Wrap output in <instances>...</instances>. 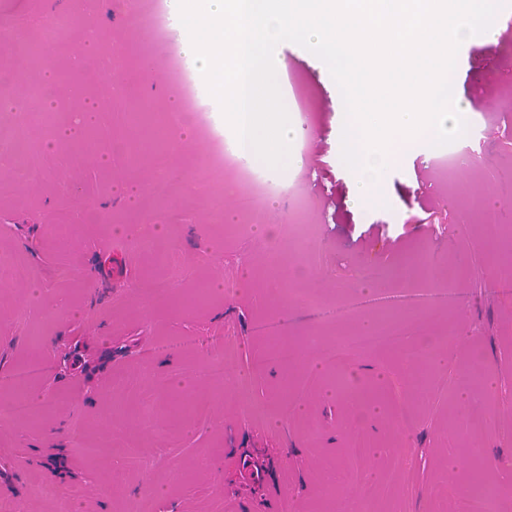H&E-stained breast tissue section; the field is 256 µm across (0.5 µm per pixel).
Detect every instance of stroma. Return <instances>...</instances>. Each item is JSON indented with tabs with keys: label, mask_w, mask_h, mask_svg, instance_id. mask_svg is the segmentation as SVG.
<instances>
[{
	"label": "stroma",
	"mask_w": 512,
	"mask_h": 512,
	"mask_svg": "<svg viewBox=\"0 0 512 512\" xmlns=\"http://www.w3.org/2000/svg\"><path fill=\"white\" fill-rule=\"evenodd\" d=\"M83 2L0 0V33L11 36L0 49V95L11 101L0 133L30 122L36 79L63 104L56 124L75 126L84 104L75 86L103 105L96 145L56 141L36 159V177L0 156V404L20 370L29 399L0 420V512H55L57 493L72 512H354L365 486L377 512H456L473 457L488 480L512 472V287L492 286L483 255L498 233L468 208L474 196L499 203L495 181L512 172V0L493 39L467 37L456 55L467 162L441 177L432 167L439 147L415 140L370 206L341 159L338 85L313 53L280 43L276 72L297 77L309 106L289 115L296 163L268 168L274 190L251 212L245 185L216 161L215 135L229 129L222 112L209 126H168L159 152L125 118L143 104L186 106L172 72L181 40L174 28L156 34L151 0H99L95 47L76 29L32 66L39 32ZM310 250L322 258L314 276L293 277ZM418 250L437 269L400 276ZM274 256L276 299L267 293ZM369 258L383 291L445 280L458 296L450 311L409 316L442 362L425 385L398 349L334 351L340 337L376 324L371 310L329 314L359 293L352 274ZM160 280L166 293L155 289ZM202 282L205 299L180 306ZM38 288L65 309L37 305ZM308 295L327 315L302 305ZM223 336L239 344L238 388L209 369ZM477 359L497 385L490 406L461 398ZM329 369L375 378L379 411L356 416L329 402ZM252 400L265 404L263 417H250ZM330 465L339 481L328 493L319 477Z\"/></svg>",
	"instance_id": "1"
}]
</instances>
